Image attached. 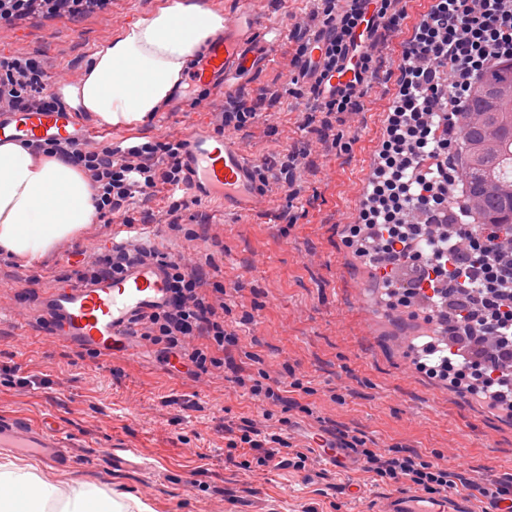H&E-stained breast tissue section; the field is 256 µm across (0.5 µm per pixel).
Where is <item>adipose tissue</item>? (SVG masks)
<instances>
[{"instance_id":"ef3b65f1","label":"adipose tissue","mask_w":512,"mask_h":512,"mask_svg":"<svg viewBox=\"0 0 512 512\" xmlns=\"http://www.w3.org/2000/svg\"><path fill=\"white\" fill-rule=\"evenodd\" d=\"M223 27L222 16L195 0H171L94 54L75 108L113 126L144 121L180 82L198 46ZM94 215L79 166L0 142V251L36 260L79 236ZM0 512H125V506L95 485L58 484L34 463L1 453Z\"/></svg>"}]
</instances>
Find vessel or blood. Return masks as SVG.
Here are the masks:
<instances>
[{"instance_id": "b4317fda", "label": "vessel or blood", "mask_w": 512, "mask_h": 512, "mask_svg": "<svg viewBox=\"0 0 512 512\" xmlns=\"http://www.w3.org/2000/svg\"><path fill=\"white\" fill-rule=\"evenodd\" d=\"M378 25L373 12L364 11L351 32L343 61L327 66L328 41L319 37L295 63V71L326 95L364 87L367 80L354 60L371 48ZM283 35V29L274 28L267 17L241 10L225 20L223 32L195 55L187 79L209 92L222 88L225 99L236 98L240 75L256 74L276 63ZM89 131L88 125L77 122L64 107L50 112L0 110V140L80 142ZM183 142L180 161L194 201L230 206L240 214L264 211L268 192L255 160L229 136L214 135L207 115L199 116ZM38 300L48 339L105 362L132 351L130 328L142 317L167 307L172 292L164 266L143 262L117 275L62 283L39 292ZM66 446L53 425L36 426L23 417L0 419V448H29L45 466L63 467L69 463ZM377 512H469V507L462 497L448 500L400 494L385 501Z\"/></svg>"}]
</instances>
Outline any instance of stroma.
<instances>
[{"label":"stroma","mask_w":512,"mask_h":512,"mask_svg":"<svg viewBox=\"0 0 512 512\" xmlns=\"http://www.w3.org/2000/svg\"><path fill=\"white\" fill-rule=\"evenodd\" d=\"M162 2L112 0L76 21L27 17L0 28V44L10 56L37 55L49 85L63 86ZM198 2L229 15L249 4L291 28L320 21L312 0ZM404 7L399 32L376 37L383 74L360 108L340 119L311 114L309 88L292 69L294 38L282 43L279 63L261 73L266 100L237 139L266 167V214L223 213L192 202L174 213L159 187L147 203L149 226L135 241L202 267L207 282L221 286L214 300L228 307L226 319L242 338L230 352L235 365L247 373L264 368L285 383L301 380L293 394L297 408L285 413L259 404L228 381L225 367L198 377L169 370L158 346L142 338L133 355L107 367L46 340L27 285L74 279L83 263L100 256L116 217L93 219L79 237L33 262L0 254V418L37 423L53 413L72 439V462L61 478L110 486L153 512H371L403 491V484L373 481L359 463L341 471L321 462L309 438L323 425L364 434L378 448L401 444L441 458L479 484L512 470V423L407 368L379 330L344 239L394 92L387 73L398 66L400 44L428 0H406ZM193 95L179 83L167 107L122 130V138L181 137L195 119ZM13 368L38 375L44 386L12 385ZM337 391L343 400L334 399ZM245 418L284 430L306 450L305 469L260 466L248 447L228 451L225 429ZM127 448L140 449L141 460L126 458ZM352 484L360 496L349 495Z\"/></svg>","instance_id":"obj_1"}]
</instances>
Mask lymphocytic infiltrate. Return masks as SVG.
I'll list each match as a JSON object with an SVG mask.
<instances>
[{
	"instance_id": "f902f5d3",
	"label": "lymphocytic infiltrate",
	"mask_w": 512,
	"mask_h": 512,
	"mask_svg": "<svg viewBox=\"0 0 512 512\" xmlns=\"http://www.w3.org/2000/svg\"><path fill=\"white\" fill-rule=\"evenodd\" d=\"M315 2L332 51L341 54L357 11L339 12L338 0ZM510 63L512 0H437L421 17L402 44L368 195L357 222L347 229L346 242L369 264L390 270L384 282L388 308L412 306L422 296L428 303L424 321L440 323L437 334L414 344L417 368L489 409L512 413V226L476 223L462 206L452 227L434 224L448 207L449 192L462 181L453 146L461 137L457 114L491 71ZM47 80L37 57L0 58V109L57 110L58 100L44 93ZM182 146L164 136L101 150L70 142L33 144L29 150L81 166L98 216L122 215L134 235L133 201L157 185L175 190L184 182ZM145 260L166 267L173 292L169 308L143 319L145 338L184 362L192 374L223 366L221 351L237 346L239 336L204 294L201 270L140 247L108 253L88 263L78 277L111 275ZM239 432L229 438L228 448L244 443L260 450L262 466L305 468L307 454L283 434L261 430L248 418ZM333 437L377 481L403 482L438 497L474 490L493 507L512 494L511 473L491 490L411 449L370 448L364 438L340 430Z\"/></svg>"
}]
</instances>
